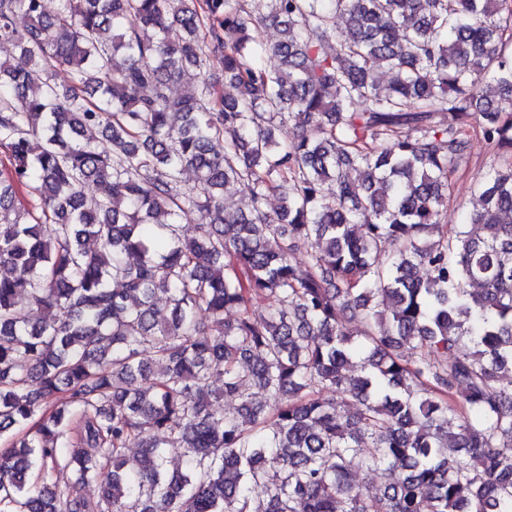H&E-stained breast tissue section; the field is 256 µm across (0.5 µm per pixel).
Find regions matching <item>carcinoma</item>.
<instances>
[{"label": "carcinoma", "instance_id": "1", "mask_svg": "<svg viewBox=\"0 0 512 512\" xmlns=\"http://www.w3.org/2000/svg\"><path fill=\"white\" fill-rule=\"evenodd\" d=\"M505 13L0 0L17 51L0 62V512H512V163L480 186L483 234L441 222L473 125L512 152ZM258 18L281 34L273 68ZM212 59L235 95L202 78ZM190 69L197 95L175 96ZM229 184L249 212L228 209ZM215 375L235 410L209 401ZM338 398L356 412L339 418Z\"/></svg>", "mask_w": 512, "mask_h": 512}]
</instances>
